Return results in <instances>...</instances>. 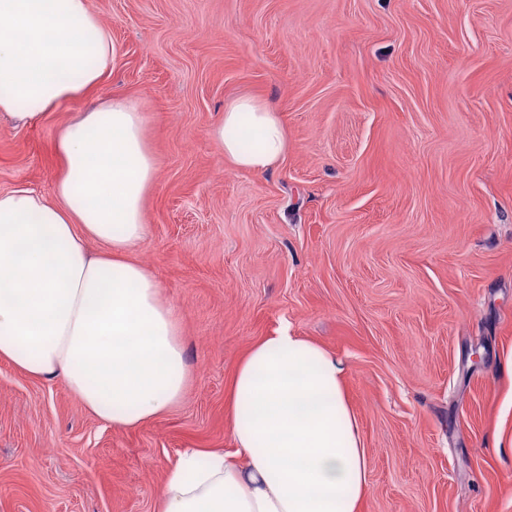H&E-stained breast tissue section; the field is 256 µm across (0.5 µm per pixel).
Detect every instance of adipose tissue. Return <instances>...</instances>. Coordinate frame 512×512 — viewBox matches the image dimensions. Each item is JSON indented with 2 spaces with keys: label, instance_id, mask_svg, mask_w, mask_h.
<instances>
[{
  "label": "adipose tissue",
  "instance_id": "adipose-tissue-1",
  "mask_svg": "<svg viewBox=\"0 0 512 512\" xmlns=\"http://www.w3.org/2000/svg\"><path fill=\"white\" fill-rule=\"evenodd\" d=\"M115 54L89 0H0V116L54 113L96 86ZM211 136L251 173L288 151L278 112L250 95L225 103ZM54 149L53 198L0 192V360L63 380L95 416L133 427L167 412L191 381L178 310L129 257L148 236L143 202L156 179L145 114L122 97L104 101L60 123ZM344 374L290 328L254 344L233 379L235 454L184 452L156 512H356L370 459Z\"/></svg>",
  "mask_w": 512,
  "mask_h": 512
}]
</instances>
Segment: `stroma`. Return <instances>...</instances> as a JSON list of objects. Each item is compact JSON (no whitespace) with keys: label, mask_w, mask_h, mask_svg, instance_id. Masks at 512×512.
<instances>
[{"label":"stroma","mask_w":512,"mask_h":512,"mask_svg":"<svg viewBox=\"0 0 512 512\" xmlns=\"http://www.w3.org/2000/svg\"><path fill=\"white\" fill-rule=\"evenodd\" d=\"M116 57L0 121V192L52 197L57 126L113 95L156 179L132 259L180 314L183 401L115 427L0 361V512H155L188 448L234 452L236 367L291 327L341 360L371 460L359 512H512V0H89ZM278 111L272 170L227 161L229 98Z\"/></svg>","instance_id":"stroma-1"}]
</instances>
